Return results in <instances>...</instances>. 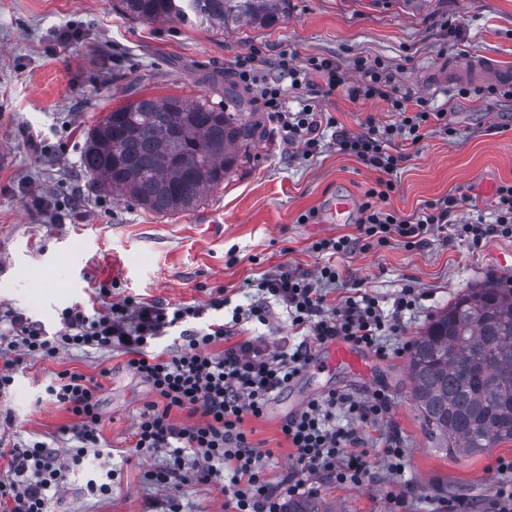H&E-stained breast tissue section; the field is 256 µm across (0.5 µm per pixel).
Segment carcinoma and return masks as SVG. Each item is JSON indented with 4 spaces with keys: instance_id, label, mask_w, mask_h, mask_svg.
<instances>
[{
    "instance_id": "cac0c4a2",
    "label": "carcinoma",
    "mask_w": 512,
    "mask_h": 512,
    "mask_svg": "<svg viewBox=\"0 0 512 512\" xmlns=\"http://www.w3.org/2000/svg\"><path fill=\"white\" fill-rule=\"evenodd\" d=\"M288 0H118L128 16L224 31L246 21L271 27ZM256 124L206 98L142 97L107 113L87 132L83 177L115 197L161 214L194 209L224 184ZM411 396L428 441L450 457L512 441V277L459 294L436 313L407 356ZM283 512H335L316 496Z\"/></svg>"
}]
</instances>
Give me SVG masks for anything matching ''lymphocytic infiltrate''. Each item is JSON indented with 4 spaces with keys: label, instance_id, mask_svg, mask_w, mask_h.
Instances as JSON below:
<instances>
[{
    "label": "lymphocytic infiltrate",
    "instance_id": "1",
    "mask_svg": "<svg viewBox=\"0 0 512 512\" xmlns=\"http://www.w3.org/2000/svg\"><path fill=\"white\" fill-rule=\"evenodd\" d=\"M276 70L288 76L292 88H301L309 74L325 76L327 92L345 84L335 61L315 60L305 67L280 58ZM363 79L347 86L352 100L380 99L399 113L401 120L383 126L368 123L365 131H339L336 145L367 166L383 172L376 188L368 190L359 208L357 237L324 238L316 252L347 255L361 242L386 244L391 235L412 246L424 241L433 228H451L455 235L480 242L490 237L512 238V183L496 191L495 220L490 224H462L455 214L465 198L447 196L428 203L426 212L401 215L385 208L395 189L391 174L406 155L405 143H418L424 127L447 126L446 112L430 111L426 102L410 109V98L399 92L390 76L375 67L362 65ZM288 138L303 156H311L320 143L325 115L316 105L304 104L294 115L279 113ZM342 271L327 263L315 275H304L280 266L260 282L263 293L285 307L293 326L308 328V336L295 344L272 346L259 336H239L235 328L260 316L257 306L235 307L230 322L205 321V310L185 304L145 302L130 297L86 311L74 305L61 312V327L50 333L29 319L15 316L0 332V350L11 358L0 368V390L13 381V369L21 358L38 355L55 357L70 348L119 351L128 366L149 383L156 396L137 420L130 455L144 458L165 454L164 467L147 470L154 484L179 489L188 482L218 485L224 496L225 512H281L282 501L298 495L303 476L362 485L370 471L356 450L368 441L367 430L388 420L391 398L386 387L358 396L332 389L310 399L291 414L281 431L293 449L292 464L280 481L269 482L264 461L271 452L253 441L244 429L246 418L262 417L269 400L305 372L313 358V345L344 340L384 357L389 337L403 332L401 315L415 304L413 293L404 292L392 313H383L376 297L358 291L329 304L328 289L343 281ZM172 343L163 352H153L164 338ZM102 385L81 373H57L47 392L71 413L73 446L59 451L36 441L13 448L14 476L0 482V501L9 512H48L54 495L67 485L70 470L94 462L108 470L102 449L99 393ZM192 416L189 424L176 422L172 411ZM498 469L507 480L489 500L456 506L441 503L442 512H512V459H499Z\"/></svg>",
    "mask_w": 512,
    "mask_h": 512
}]
</instances>
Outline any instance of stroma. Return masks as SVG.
<instances>
[{"mask_svg": "<svg viewBox=\"0 0 512 512\" xmlns=\"http://www.w3.org/2000/svg\"><path fill=\"white\" fill-rule=\"evenodd\" d=\"M115 2L0 0V327L20 315L55 332L64 308L101 307L99 290L106 286L115 300L200 305L209 320L231 316L230 308L208 306L220 292L232 306L263 304L266 323H242L239 335L298 342L301 332L285 308L266 300L257 284L281 264L314 273L326 260L313 251L316 241L356 233L351 220L323 223L322 205L345 196L360 206L379 173L339 152L332 134L363 131L370 121L394 123L398 116L382 100H352L346 86L326 93L322 78H314L311 87L289 90L281 100L283 111L296 112L316 98L333 120L318 153L302 157L257 95L274 76L270 61L285 53L297 65L313 57L335 60L349 83L359 80V63L379 64L400 92L447 110L452 134L431 132L407 147L386 209L413 214L454 195L468 200L458 220L486 224L498 185L512 183V99L468 95L461 82L442 91L432 87L440 67L463 56L491 57L512 69V0H425L417 10L401 0H288L273 27L241 24L222 33L141 22ZM62 28L72 34L65 44ZM250 56L257 78L251 93L235 75ZM136 94L223 102L226 111L251 117L260 136L199 207L156 214L131 199L112 198L79 174L88 128ZM508 249L512 238L475 245L446 229L412 247L393 240L360 248L340 259L347 284L328 297L357 283L389 313L403 290L413 289L416 306L403 314L405 332L389 339L394 347L409 344L459 292L501 276L496 254ZM64 370L102 385L100 430L112 454V491L88 496L87 471H71L51 512H224V497L214 487L190 483L172 494L144 481V471L163 466L164 456L130 458L126 450L140 412L155 396L124 355L104 350L69 349L15 367L13 383L0 393V442L7 447L0 482L13 475L10 447L32 440L70 447L67 428L74 418L46 392ZM294 385L300 396L334 388L363 394L381 385L391 395L389 421L402 434L405 471H386L370 444L371 477L363 485L308 477L317 496L338 512H388L390 493L403 489L409 492L403 512H436L442 499H487L503 480L498 458H512V442L459 459L433 448L411 397L406 356L372 354L365 373L339 380L314 372ZM292 412L286 399L244 422L252 440L273 452L265 461L273 482L292 462L281 431Z\"/></svg>", "mask_w": 512, "mask_h": 512, "instance_id": "1", "label": "stroma"}]
</instances>
